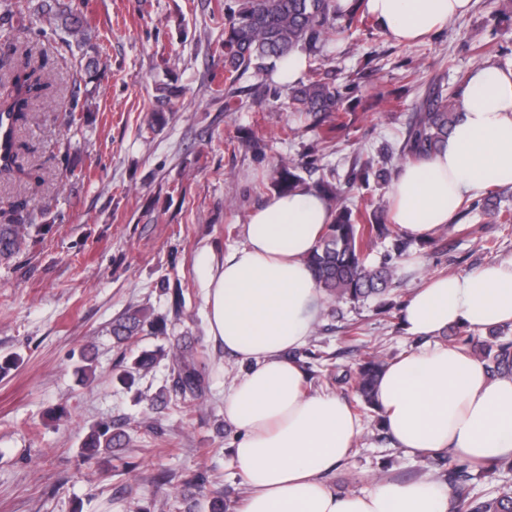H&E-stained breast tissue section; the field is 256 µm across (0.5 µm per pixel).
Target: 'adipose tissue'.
<instances>
[{
  "label": "adipose tissue",
  "instance_id": "obj_1",
  "mask_svg": "<svg viewBox=\"0 0 512 512\" xmlns=\"http://www.w3.org/2000/svg\"><path fill=\"white\" fill-rule=\"evenodd\" d=\"M387 34L418 42L468 14L473 0H368ZM463 115L437 153L405 164L391 193V220L426 240L465 199L512 185V68H473ZM330 221L312 191L273 195L251 212L245 242L206 263L210 341L243 363L224 393V416L241 433L233 450L248 494L239 512H449L451 490L433 475L382 479L340 494L324 480L361 431L349 405L307 393L287 357L310 336L323 295L305 263ZM512 322V258L468 274L427 280L401 311V326L428 347L388 364L378 386L383 424L414 455H452L474 465L512 460V376L490 379L482 362L437 338L449 325Z\"/></svg>",
  "mask_w": 512,
  "mask_h": 512
}]
</instances>
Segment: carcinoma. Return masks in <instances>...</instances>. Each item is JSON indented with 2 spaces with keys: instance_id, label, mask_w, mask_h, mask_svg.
<instances>
[{
  "instance_id": "1",
  "label": "carcinoma",
  "mask_w": 512,
  "mask_h": 512,
  "mask_svg": "<svg viewBox=\"0 0 512 512\" xmlns=\"http://www.w3.org/2000/svg\"><path fill=\"white\" fill-rule=\"evenodd\" d=\"M53 16L62 21L66 37L62 44L68 52L78 49L75 59L80 79L74 82L72 124L75 133L85 135L88 117L76 114L78 98L96 91L99 70L92 52L96 51L81 32V26L66 0H26L25 11H16L8 0H0V45L21 52V58L10 75L0 83V127L4 130L0 141V173L31 176L24 167L26 155L32 148L17 137L18 127L26 122L31 105L49 97L50 84L43 79V65L32 62L29 52L20 50L15 43L16 32L24 17ZM224 81L212 90L215 100L230 103L239 93V84L247 76H258L266 71V61L279 63L299 50L313 56L322 55L326 44L333 38H346L368 28L367 0H353L348 7L339 0H231L224 4ZM351 83L336 82L332 72L323 64L309 70L306 79L291 87L288 107L310 120L309 128L322 125L326 118L344 110V100ZM466 88L462 77L456 90L446 93L438 81L431 84L428 94L416 105L398 152L386 151L378 158H367L361 169L351 171L347 177L354 187L362 174L375 171V176L387 181L389 164L398 158L418 160L440 150L459 119L461 97ZM65 172L74 175L81 166V155L72 146L62 152ZM304 162L288 159L280 163L273 188L279 194L293 193L307 187L298 169ZM312 189L327 199L332 221L325 225L316 249L305 262L313 273L317 288L330 300L352 303L387 294L397 273L395 260L407 254L412 241L395 232L385 222L384 208L369 202L353 207L347 196L336 185L326 182ZM512 187H496L485 197L472 204L493 223L512 224V206L506 204ZM49 226L47 213H35L27 200L20 198L0 206V262L18 255L27 242ZM391 239L392 255L376 262L371 259L374 243ZM161 289L172 297L174 316H179L184 305L181 284L170 287L162 281ZM506 324L488 329V337L480 340L468 327L457 324L442 333L453 346L469 357L481 360L491 378L512 375V338ZM114 343L123 347L134 346L144 335L161 336L165 344L154 349H141L132 353L131 360L118 364L116 379L132 387L136 380L152 372L159 362L168 357L172 362L170 383L159 388L150 399V409L164 410L171 406L189 414L202 406L209 392L206 372L202 366L203 351L189 338H171L168 318L156 315L150 309L130 306L112 321ZM387 363L376 346H365L357 369L346 376L359 397L356 411H378L377 388ZM124 429L107 422L92 425L81 441L83 454L93 459L97 454H110L126 447ZM438 468L436 477L453 489L452 512H512V489H497L481 497L471 496L469 463L452 461L443 456L434 458ZM210 481L204 474L196 476L194 491L184 496V512H199L201 500L208 501L209 512H225L224 497L206 494Z\"/></svg>"
}]
</instances>
